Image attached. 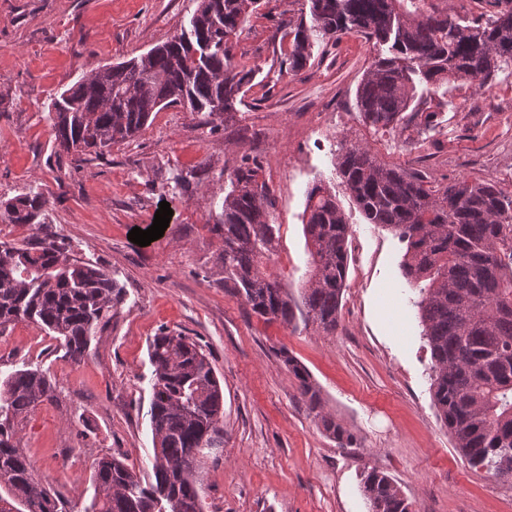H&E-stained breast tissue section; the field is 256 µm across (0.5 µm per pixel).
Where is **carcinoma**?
<instances>
[{"label": "carcinoma", "mask_w": 512, "mask_h": 512, "mask_svg": "<svg viewBox=\"0 0 512 512\" xmlns=\"http://www.w3.org/2000/svg\"><path fill=\"white\" fill-rule=\"evenodd\" d=\"M409 1L414 10L403 11ZM310 22L286 35L288 69L298 71L317 43L356 33L374 58L357 89V106L375 128L410 124L417 87L431 93L458 79L487 83L512 67V0L463 19L426 0H304ZM189 28L148 52L106 66L52 102L55 140L67 152L104 153L133 137L165 107L201 114L208 126L229 120L253 71L234 61V42L258 0H196ZM262 163L244 154L230 174L222 213L208 230L222 238L224 287L267 324L303 323L336 332L349 268V225L336 196L322 184L307 192L303 224L308 276L299 297L270 278L262 260L275 250L273 194L259 181ZM341 184L370 224L407 243L404 275L418 290L415 305L432 358L431 392L454 447L474 468L512 479V195L491 180L433 184L419 174L379 163L359 144L343 143ZM47 200L32 190L0 202V218L40 229ZM124 300L98 264L78 259L62 241L36 246L0 243V331L31 322L63 341L81 361L98 330ZM152 367L149 479L122 457L98 458L93 496L81 512H203L195 472L204 450L223 444L224 392L202 346L168 330L149 343ZM288 371L325 434L341 447L354 435L324 411L319 386L295 357ZM56 398V382L25 366L0 379V512H63L64 502L39 482L17 448L12 422ZM368 512H410L398 485L374 468L364 472Z\"/></svg>", "instance_id": "cac0c4a2"}]
</instances>
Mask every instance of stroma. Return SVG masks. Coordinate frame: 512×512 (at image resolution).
Masks as SVG:
<instances>
[{
    "instance_id": "35a3bbf8",
    "label": "stroma",
    "mask_w": 512,
    "mask_h": 512,
    "mask_svg": "<svg viewBox=\"0 0 512 512\" xmlns=\"http://www.w3.org/2000/svg\"><path fill=\"white\" fill-rule=\"evenodd\" d=\"M300 7L261 0L239 30L235 60L255 77L233 119L207 128L196 113L168 107L96 156L59 150L48 121L53 98L187 28L195 0H0V200L42 192L44 233L125 290L81 362L34 324L0 333L1 377L28 365L57 385L55 401L14 427L36 477L68 504L91 498L98 457L149 467L148 344L167 328L199 342L224 389V445L197 469L204 512H367L360 474L372 467L396 482L413 512H512V483L471 468L433 404L430 349L403 275L405 243L367 223L335 173L348 141L389 166L439 182L492 180L512 195V72L441 88L423 131L374 128L357 108L373 57L362 36L315 49L299 71L280 65L276 34ZM246 153L263 162L280 226L263 269L290 293L305 283L306 193L322 181L336 195L351 242L335 334L263 323L224 288L221 239L208 226ZM176 171L192 173L189 191L170 192ZM163 201L173 211L163 236L144 247L128 240ZM286 352L308 369L353 446L323 432Z\"/></svg>"
}]
</instances>
